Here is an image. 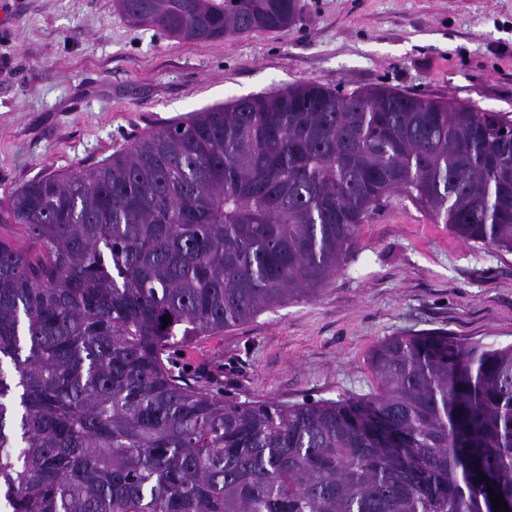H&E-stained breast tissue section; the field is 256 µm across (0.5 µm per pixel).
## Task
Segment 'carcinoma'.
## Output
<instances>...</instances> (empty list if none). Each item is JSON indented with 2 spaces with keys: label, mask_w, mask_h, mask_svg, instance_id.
Returning <instances> with one entry per match:
<instances>
[{
  "label": "carcinoma",
  "mask_w": 512,
  "mask_h": 512,
  "mask_svg": "<svg viewBox=\"0 0 512 512\" xmlns=\"http://www.w3.org/2000/svg\"><path fill=\"white\" fill-rule=\"evenodd\" d=\"M185 42L289 31L300 0H115ZM393 194L512 251V120L316 80L235 98L47 172L0 235L8 512H485L512 501V345L378 341L364 398L230 402L168 366L187 342L316 298ZM168 318L163 326L162 318Z\"/></svg>",
  "instance_id": "1"
}]
</instances>
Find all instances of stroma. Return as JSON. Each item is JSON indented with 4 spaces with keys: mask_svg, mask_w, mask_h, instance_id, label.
<instances>
[{
    "mask_svg": "<svg viewBox=\"0 0 512 512\" xmlns=\"http://www.w3.org/2000/svg\"><path fill=\"white\" fill-rule=\"evenodd\" d=\"M290 31L180 42L114 0H0V201L148 131L232 99L317 80L383 86L512 117V0H302ZM445 329L512 344V253L464 243L391 196L312 300L174 348L170 365L234 402L369 396L372 347Z\"/></svg>",
    "mask_w": 512,
    "mask_h": 512,
    "instance_id": "1",
    "label": "stroma"
}]
</instances>
